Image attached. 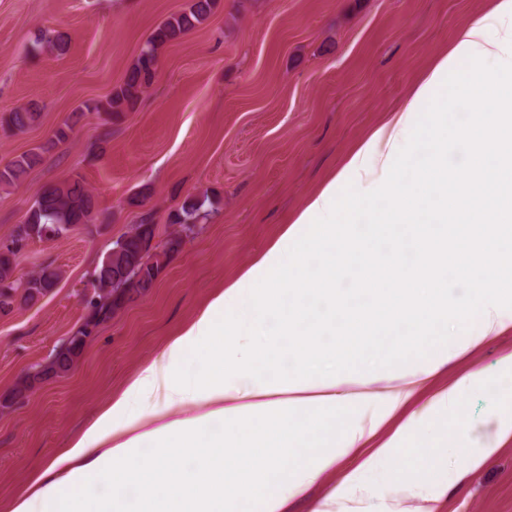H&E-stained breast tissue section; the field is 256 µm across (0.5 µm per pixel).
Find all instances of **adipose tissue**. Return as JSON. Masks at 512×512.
Listing matches in <instances>:
<instances>
[{
    "instance_id": "obj_1",
    "label": "adipose tissue",
    "mask_w": 512,
    "mask_h": 512,
    "mask_svg": "<svg viewBox=\"0 0 512 512\" xmlns=\"http://www.w3.org/2000/svg\"><path fill=\"white\" fill-rule=\"evenodd\" d=\"M512 0L463 28L405 107L312 197L282 237L215 295L110 397L50 465L32 474L11 512H286L335 469L338 482L313 512H369L376 482L397 491L388 512H434L448 489V452L479 471L512 443V402L493 446L468 448L448 420L467 380L410 402L459 351L505 326L512 303ZM478 109L466 123L437 121L449 99ZM465 160L450 170L448 148ZM430 166L408 180L399 148ZM385 194L388 252L348 237L356 212ZM318 256L316 279L303 274ZM353 272L368 298L338 285ZM469 285L448 302V278ZM208 361L190 378L185 364ZM389 377L390 387L370 386ZM194 414H185L186 404ZM190 456L192 470L166 458Z\"/></svg>"
}]
</instances>
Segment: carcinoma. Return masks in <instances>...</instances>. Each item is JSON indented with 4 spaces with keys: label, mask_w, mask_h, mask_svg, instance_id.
Instances as JSON below:
<instances>
[{
    "label": "carcinoma",
    "mask_w": 512,
    "mask_h": 512,
    "mask_svg": "<svg viewBox=\"0 0 512 512\" xmlns=\"http://www.w3.org/2000/svg\"><path fill=\"white\" fill-rule=\"evenodd\" d=\"M215 4L216 0H190L187 9L163 22L146 41L128 68L123 82L113 88L106 102L84 104L72 112L45 143L15 156L1 166L0 186L20 184L42 162L44 154L67 143L84 111L104 112L107 120L115 124L126 113L135 110L155 79L159 47L204 23ZM39 118V107L28 105L10 112L4 122L15 130L23 131L36 124ZM206 205H212L209 196H188L180 208L170 215V222L179 226L185 224ZM96 213L97 198L79 176L44 189L28 209L25 221L14 225L9 238L0 244V314L10 313L17 305L37 301L60 280V272L49 265L24 281L16 278L17 258L25 243L34 237L59 236L77 225L88 224L94 220ZM119 240L120 250L107 251L94 269L90 312L81 328L68 337L48 361L39 365L38 372L22 377L8 396L0 400L1 408H9L15 401L28 397L38 384L68 374L97 326L154 288L163 266L157 262L149 263L147 259L158 250L168 256L178 251L184 243L177 232L163 241L156 240V224L150 210L142 213L139 223ZM135 268L139 270L136 276L133 275Z\"/></svg>",
    "instance_id": "obj_1"
}]
</instances>
